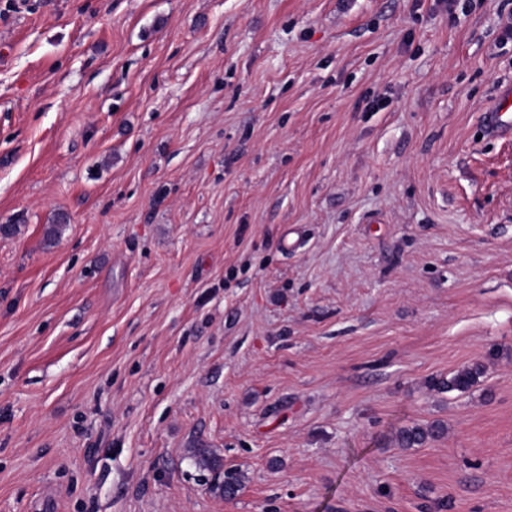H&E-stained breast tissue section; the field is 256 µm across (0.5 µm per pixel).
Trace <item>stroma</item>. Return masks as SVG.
<instances>
[{"mask_svg": "<svg viewBox=\"0 0 512 512\" xmlns=\"http://www.w3.org/2000/svg\"><path fill=\"white\" fill-rule=\"evenodd\" d=\"M511 11L0 0V512H512ZM485 128L491 135L512 131V87H505L484 115ZM482 374L481 365H465L450 373L448 378H432L429 385L439 392L466 393L478 382ZM444 434V427L436 422L428 426L412 424L402 426L395 433V442L400 448L421 447L429 439L441 437Z\"/></svg>", "mask_w": 512, "mask_h": 512, "instance_id": "obj_1", "label": "stroma"}]
</instances>
